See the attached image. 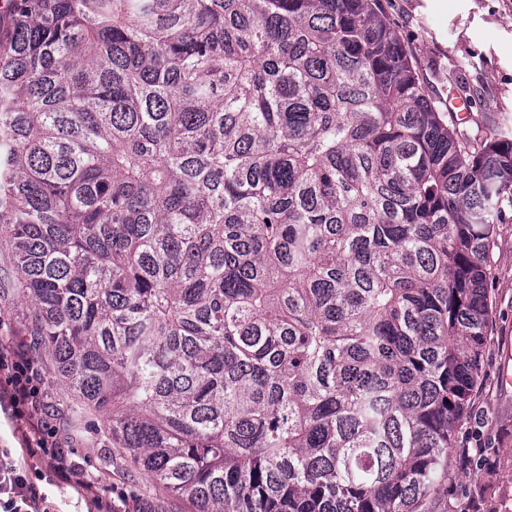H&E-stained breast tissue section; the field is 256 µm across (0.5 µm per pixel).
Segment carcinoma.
I'll list each match as a JSON object with an SVG mask.
<instances>
[{
  "mask_svg": "<svg viewBox=\"0 0 512 512\" xmlns=\"http://www.w3.org/2000/svg\"><path fill=\"white\" fill-rule=\"evenodd\" d=\"M0 239L36 345L197 512H422L478 386L512 136L379 0H7Z\"/></svg>",
  "mask_w": 512,
  "mask_h": 512,
  "instance_id": "1",
  "label": "carcinoma"
}]
</instances>
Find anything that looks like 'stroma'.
<instances>
[{
    "instance_id": "obj_1",
    "label": "stroma",
    "mask_w": 512,
    "mask_h": 512,
    "mask_svg": "<svg viewBox=\"0 0 512 512\" xmlns=\"http://www.w3.org/2000/svg\"><path fill=\"white\" fill-rule=\"evenodd\" d=\"M431 97L470 98L464 126L492 133L512 125V0H380ZM11 254L0 242V313L7 315L22 351L32 349L29 307L16 291ZM492 323L470 414L457 439L474 437L489 448L493 471L460 467L428 499L424 512H512V386L501 383L512 354V224L497 227L488 280ZM41 374L42 415L57 445L81 465L80 482L44 479L39 459L27 461L30 479L52 512H196L190 500L169 494L150 476L131 468L113 449L97 414H76L49 354L35 355Z\"/></svg>"
}]
</instances>
